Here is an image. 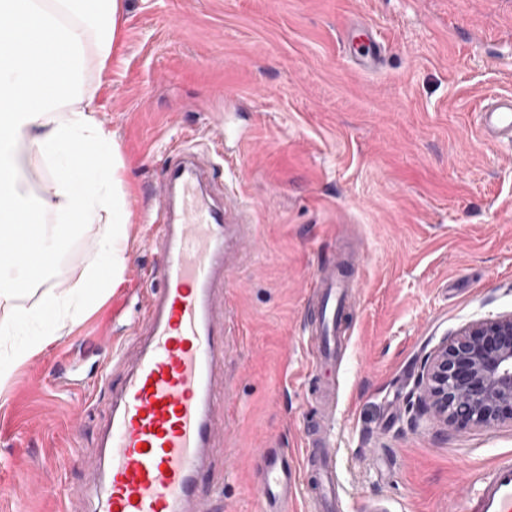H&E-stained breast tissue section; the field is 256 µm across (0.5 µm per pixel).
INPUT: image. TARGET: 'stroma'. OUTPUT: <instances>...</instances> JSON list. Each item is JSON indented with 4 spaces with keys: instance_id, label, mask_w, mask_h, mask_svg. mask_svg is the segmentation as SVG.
I'll return each mask as SVG.
<instances>
[{
    "instance_id": "35a3bbf8",
    "label": "stroma",
    "mask_w": 512,
    "mask_h": 512,
    "mask_svg": "<svg viewBox=\"0 0 512 512\" xmlns=\"http://www.w3.org/2000/svg\"><path fill=\"white\" fill-rule=\"evenodd\" d=\"M383 37L362 73L347 25ZM119 147L128 249L112 288L43 345L0 392V512H91L112 389L101 375L151 282L150 209L171 143L232 168L256 248L228 278L224 449L205 463L209 512H257V451H336L339 512H458L512 425L447 426L416 416L426 354L468 322L512 313V144L480 137L476 113L512 93V0H123L112 58L90 76ZM85 225L50 286L64 293L96 260ZM355 261L336 369H313L310 284L331 253ZM336 408L318 407L326 378Z\"/></svg>"
}]
</instances>
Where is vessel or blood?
Masks as SVG:
<instances>
[{"instance_id": "1", "label": "vessel or blood", "mask_w": 512, "mask_h": 512, "mask_svg": "<svg viewBox=\"0 0 512 512\" xmlns=\"http://www.w3.org/2000/svg\"><path fill=\"white\" fill-rule=\"evenodd\" d=\"M384 41L367 36L353 49L354 64L375 71ZM488 140L512 142V94H502L477 114ZM157 202L155 282L131 336L112 346L120 380L91 456L74 449V461L100 468L91 496L94 512H206L195 499L203 458L224 429V393L216 367L224 357V313L230 284L224 273L246 252L250 223L195 152L171 151L153 190ZM349 256L321 265L311 284L316 318L308 336L325 371L336 367L342 318L349 304ZM256 484L259 512H287L297 478L316 475L320 503L338 498L333 449L324 438L307 442L302 454L282 448L261 451ZM461 512H512V453L501 454L466 497Z\"/></svg>"}]
</instances>
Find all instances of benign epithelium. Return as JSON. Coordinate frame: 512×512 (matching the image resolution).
<instances>
[{"label":"benign epithelium","mask_w":512,"mask_h":512,"mask_svg":"<svg viewBox=\"0 0 512 512\" xmlns=\"http://www.w3.org/2000/svg\"><path fill=\"white\" fill-rule=\"evenodd\" d=\"M419 410L445 424L512 423V314L474 321L420 364Z\"/></svg>","instance_id":"1"}]
</instances>
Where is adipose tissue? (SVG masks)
<instances>
[{
	"label": "adipose tissue",
	"mask_w": 512,
	"mask_h": 512,
	"mask_svg": "<svg viewBox=\"0 0 512 512\" xmlns=\"http://www.w3.org/2000/svg\"><path fill=\"white\" fill-rule=\"evenodd\" d=\"M120 0H0V335L36 318L38 341L0 355V387L65 321H77L110 286L105 273L121 269L127 242V201L118 177L116 147L98 117L94 67L112 56ZM46 161L48 187L25 198L17 181L14 147ZM85 224L100 227L97 261L86 281L67 295L44 288L50 270L34 258L18 263L10 245L35 235L56 247ZM20 269L18 288L12 269ZM43 286L34 312L19 309L26 288Z\"/></svg>",
	"instance_id": "obj_1"
}]
</instances>
